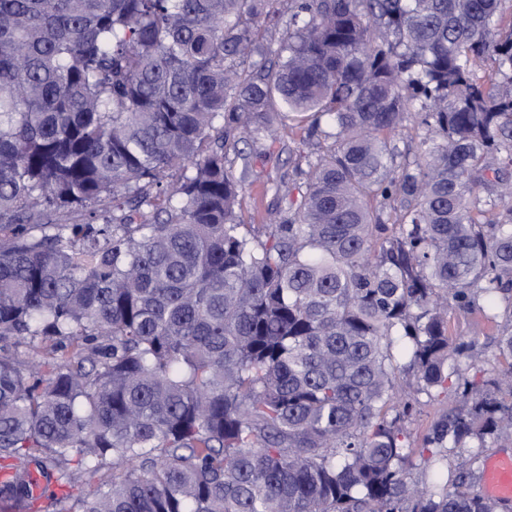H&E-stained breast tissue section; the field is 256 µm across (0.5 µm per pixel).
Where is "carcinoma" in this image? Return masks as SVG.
<instances>
[{"mask_svg": "<svg viewBox=\"0 0 512 512\" xmlns=\"http://www.w3.org/2000/svg\"><path fill=\"white\" fill-rule=\"evenodd\" d=\"M280 2L0 0L14 512L33 470L47 512H512L475 491L512 445V384L477 377L512 374V5ZM286 128L317 151L261 239L227 150ZM409 388L456 394L425 455ZM448 316L451 320L452 336H479L480 342L485 341L488 330H482V326H477L476 319L458 317L453 311H449Z\"/></svg>", "mask_w": 512, "mask_h": 512, "instance_id": "carcinoma-1", "label": "carcinoma"}]
</instances>
